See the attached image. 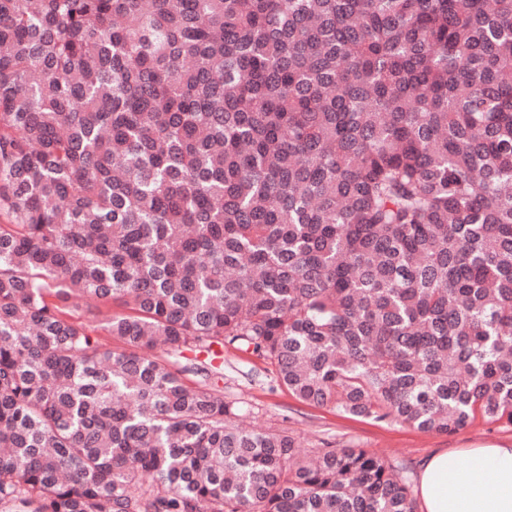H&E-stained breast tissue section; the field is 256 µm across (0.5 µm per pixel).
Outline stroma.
Here are the masks:
<instances>
[{"instance_id":"obj_1","label":"stroma","mask_w":512,"mask_h":512,"mask_svg":"<svg viewBox=\"0 0 512 512\" xmlns=\"http://www.w3.org/2000/svg\"><path fill=\"white\" fill-rule=\"evenodd\" d=\"M223 394L228 399L245 401L249 409L248 425L288 431L304 449L320 446L327 440L340 446L370 449L406 462L413 479L418 476L421 460L435 450L512 443L510 428L473 425L448 435L425 433L408 426L305 405L287 390L270 389L264 364L234 351L224 355Z\"/></svg>"}]
</instances>
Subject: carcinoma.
<instances>
[{"instance_id": "1", "label": "carcinoma", "mask_w": 512, "mask_h": 512, "mask_svg": "<svg viewBox=\"0 0 512 512\" xmlns=\"http://www.w3.org/2000/svg\"><path fill=\"white\" fill-rule=\"evenodd\" d=\"M226 349L512 427V0H0V512H416L240 426ZM125 312L124 308L110 302L95 303L89 308H85L84 305L80 304V309L77 311L75 316L78 320L92 325L99 326L110 316Z\"/></svg>"}]
</instances>
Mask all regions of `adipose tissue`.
Instances as JSON below:
<instances>
[{
    "label": "adipose tissue",
    "mask_w": 512,
    "mask_h": 512,
    "mask_svg": "<svg viewBox=\"0 0 512 512\" xmlns=\"http://www.w3.org/2000/svg\"><path fill=\"white\" fill-rule=\"evenodd\" d=\"M437 451L419 469L418 512H512V444Z\"/></svg>",
    "instance_id": "obj_1"
}]
</instances>
